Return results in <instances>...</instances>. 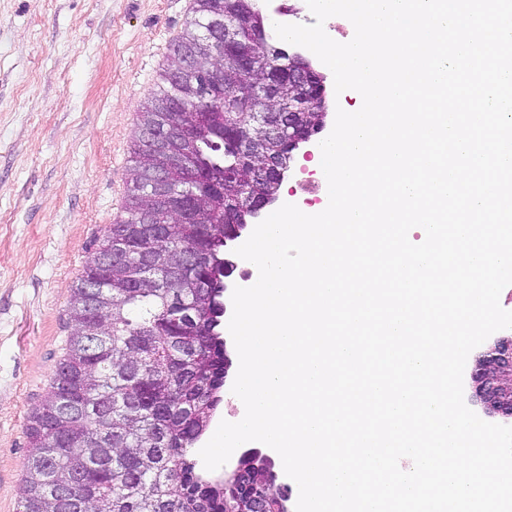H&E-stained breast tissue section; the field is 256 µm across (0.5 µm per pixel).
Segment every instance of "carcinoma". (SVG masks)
Here are the masks:
<instances>
[{
    "label": "carcinoma",
    "instance_id": "obj_1",
    "mask_svg": "<svg viewBox=\"0 0 512 512\" xmlns=\"http://www.w3.org/2000/svg\"><path fill=\"white\" fill-rule=\"evenodd\" d=\"M174 54L196 50L197 76L166 72L140 124H180L183 112H169L171 97L183 99L184 112L201 108L205 124L188 130V170L170 175V187L202 198L197 221L188 224L178 210L163 209L149 197L151 164L142 140L134 144L126 212L128 218L107 230L71 288L68 308L72 333L45 397L28 417V453L19 512H224L225 504L247 509L262 492L267 512H287L288 491H271L273 474L261 459L245 473L249 488L202 469L191 448L206 432L227 378L224 304L232 235L244 231L256 215L252 196L276 199L279 183L260 181L255 169L268 159L290 165L288 149L268 137L256 114H286L309 131L321 125L322 109L301 105L288 83V59L267 37L255 51L252 71L240 74L235 63L241 40L221 51L205 45L210 19L240 25L243 35L266 27L256 0H194ZM279 74L275 97H255L249 114L237 108L234 88L264 84L271 69ZM224 81H219V78ZM249 137L250 159L242 162L238 143ZM223 182L213 194L194 174ZM184 253L198 258L181 264ZM103 278L109 298L99 314L86 305L88 280ZM102 332L89 350L85 334ZM59 486L70 488L61 503Z\"/></svg>",
    "mask_w": 512,
    "mask_h": 512
}]
</instances>
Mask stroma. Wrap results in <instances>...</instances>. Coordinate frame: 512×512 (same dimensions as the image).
Listing matches in <instances>:
<instances>
[{
	"label": "stroma",
	"mask_w": 512,
	"mask_h": 512,
	"mask_svg": "<svg viewBox=\"0 0 512 512\" xmlns=\"http://www.w3.org/2000/svg\"><path fill=\"white\" fill-rule=\"evenodd\" d=\"M193 0H0V512L61 361L70 289L123 216L138 117ZM319 138L277 204L322 206Z\"/></svg>",
	"instance_id": "1"
}]
</instances>
